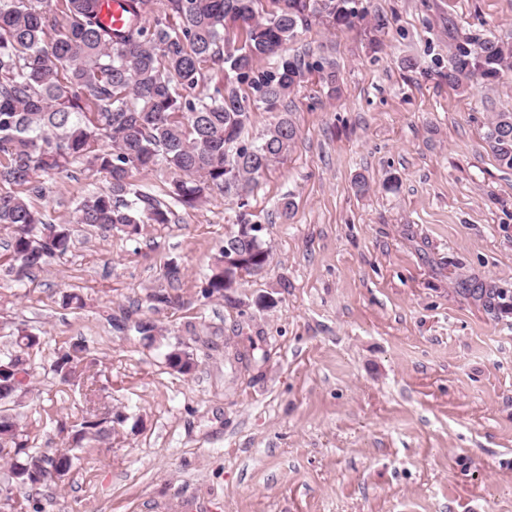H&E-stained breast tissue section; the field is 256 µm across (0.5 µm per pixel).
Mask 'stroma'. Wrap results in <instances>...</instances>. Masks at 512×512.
Instances as JSON below:
<instances>
[{"label":"stroma","mask_w":512,"mask_h":512,"mask_svg":"<svg viewBox=\"0 0 512 512\" xmlns=\"http://www.w3.org/2000/svg\"><path fill=\"white\" fill-rule=\"evenodd\" d=\"M360 3L389 29L315 23L285 47L335 61L338 91L313 72L287 100L295 143L244 195L271 262L235 305L202 292L242 211L215 192L130 239L71 224L109 187L73 164L32 201L70 224V248L21 283L0 227V354L17 330L41 338L20 408L30 448L71 447L86 415L85 386L50 369L78 338L97 407L124 417L63 480L1 483L0 512H512V170L486 142L512 75L446 79L449 29L512 42V0ZM175 345L191 373L167 365Z\"/></svg>","instance_id":"obj_1"}]
</instances>
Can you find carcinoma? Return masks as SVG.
I'll list each match as a JSON object with an SVG mask.
<instances>
[{
	"label": "carcinoma",
	"mask_w": 512,
	"mask_h": 512,
	"mask_svg": "<svg viewBox=\"0 0 512 512\" xmlns=\"http://www.w3.org/2000/svg\"><path fill=\"white\" fill-rule=\"evenodd\" d=\"M120 29L102 24L99 0H0V226L12 229L7 272L21 282L33 269L64 254L71 241L65 225L50 224L30 198L44 195L43 177L82 161L108 175L109 189L83 198L73 223L117 229L130 237L144 224H168L169 206L131 182L132 172L165 165L180 174L168 195L193 207L207 191L243 197L246 188L295 141L285 101L315 68L336 92L332 62L310 63L280 54L298 30L314 20L333 28L365 18L358 0H127ZM448 83L471 79L490 85L512 71V43L455 32ZM276 56L275 67L256 62ZM226 69L222 86L200 96L205 65ZM278 113L261 142L242 140L257 109ZM106 143L93 148L101 139ZM486 139L499 164L512 169V112H496ZM22 191H16V188ZM206 297L229 305L224 293V255L205 279ZM17 350L0 357V449L9 447L11 481L36 484L64 476L77 456L26 452L15 407L27 393L30 351L40 338L20 330ZM84 341L72 342L51 365L55 372L95 381L96 362ZM181 374L194 369L178 346L166 355ZM122 415L85 418L73 436L103 437Z\"/></svg>",
	"instance_id": "obj_1"
}]
</instances>
